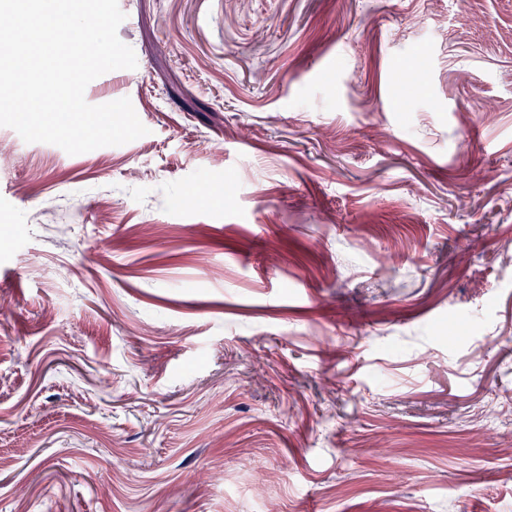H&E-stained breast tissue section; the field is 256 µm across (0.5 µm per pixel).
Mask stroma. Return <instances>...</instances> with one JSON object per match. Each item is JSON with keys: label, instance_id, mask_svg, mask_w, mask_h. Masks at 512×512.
<instances>
[{"label": "stroma", "instance_id": "1", "mask_svg": "<svg viewBox=\"0 0 512 512\" xmlns=\"http://www.w3.org/2000/svg\"><path fill=\"white\" fill-rule=\"evenodd\" d=\"M118 4L147 135L0 127V512H512V0Z\"/></svg>", "mask_w": 512, "mask_h": 512}]
</instances>
